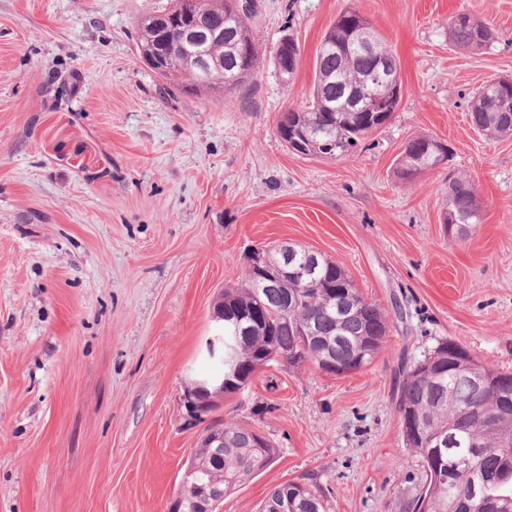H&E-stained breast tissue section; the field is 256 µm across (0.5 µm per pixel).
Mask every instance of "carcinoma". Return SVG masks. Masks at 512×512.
<instances>
[{"mask_svg":"<svg viewBox=\"0 0 512 512\" xmlns=\"http://www.w3.org/2000/svg\"><path fill=\"white\" fill-rule=\"evenodd\" d=\"M241 11L232 30L233 41L244 48L248 74L234 76L237 66L227 59L225 40L217 39L202 48L222 66L202 70L188 63L186 55H175L169 66L147 65L172 93L227 97L246 89L259 72V47L254 40L252 20L258 13L257 0H239ZM234 0H199V18L227 11ZM454 46L473 51L490 47L493 37L476 15L459 12L448 24ZM376 51L400 71L397 56L384 37L376 34ZM154 28L143 18L136 24L140 59L150 50ZM338 46L352 40L351 27L342 17L328 28L323 40ZM299 44L284 36L274 46L272 61L276 70L296 72L300 61ZM372 68V57H356L327 52L320 47L314 60L311 103L302 110L282 113L278 134L292 151L323 159L350 156L373 133L389 121L387 112H345V95L360 89ZM472 126L489 136L512 135V88L498 80L484 83L470 105ZM450 150L441 142L420 135L409 140L396 166V177L407 181L446 163ZM443 224L464 228L481 221L475 185L462 173L448 175ZM292 264L315 268L316 284L288 277L278 288H258L257 270L246 267L241 281L224 289V315L235 317L257 306L265 308L264 323L251 327L243 343L224 332V350L234 346L238 371L253 378L266 364L280 363L298 368L310 362L323 368L326 360L348 371L352 363L370 364L389 332L385 315L355 288L346 271L321 253L292 245ZM438 342L429 362L439 359L440 370L411 381L415 366L402 371L397 395V412L408 405L423 429L422 441L412 447L422 460L425 483L418 495L408 501L405 512H483L490 503L500 504V512H512V374L481 365L471 355L446 369L448 353ZM257 432L224 423V447L216 450L211 462L194 473L197 483L210 488L211 512H217L224 496L234 492L276 457L271 441L254 447ZM328 500L313 474H303L292 482L271 490L260 512H327Z\"/></svg>","mask_w":512,"mask_h":512,"instance_id":"1","label":"carcinoma"}]
</instances>
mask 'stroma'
I'll use <instances>...</instances> for the list:
<instances>
[{
    "label": "stroma",
    "instance_id": "35a3bbf8",
    "mask_svg": "<svg viewBox=\"0 0 512 512\" xmlns=\"http://www.w3.org/2000/svg\"><path fill=\"white\" fill-rule=\"evenodd\" d=\"M167 0H0V512H168L204 425L186 383L211 362L213 304L252 249L293 242L336 261L390 330L374 361L330 375L263 368L216 417L263 434L271 465L220 512H258L316 474L332 512H403L425 481L396 409L402 371L440 340L512 372V137L469 123L472 93L512 80V0H258L260 72L226 98L171 94L135 24ZM356 9L401 63L391 120L352 156L291 151L316 50ZM468 11L496 34L454 47ZM301 49L282 82L270 48ZM447 166L395 174L411 139ZM482 219L443 224L450 171Z\"/></svg>",
    "mask_w": 512,
    "mask_h": 512
}]
</instances>
